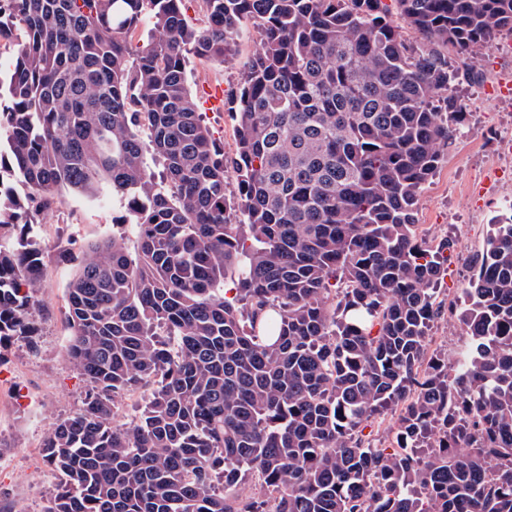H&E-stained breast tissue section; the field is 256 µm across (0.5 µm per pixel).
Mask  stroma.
Here are the masks:
<instances>
[{
	"instance_id": "1",
	"label": "stroma",
	"mask_w": 512,
	"mask_h": 512,
	"mask_svg": "<svg viewBox=\"0 0 512 512\" xmlns=\"http://www.w3.org/2000/svg\"><path fill=\"white\" fill-rule=\"evenodd\" d=\"M258 34L246 25L236 54L223 65L194 61L188 68L195 95L205 87L236 88L256 48ZM478 80L456 81L466 113L465 134L451 147L420 196L418 221L428 239L451 237L455 250L437 285L442 314L427 344L457 363L470 344L455 314L474 273L473 260L486 247L492 219L512 214V159L497 153L487 135L512 134V56L484 48ZM120 201L104 193L90 202L72 194L51 211L31 215L24 237L43 251L32 340L0 344V512H43L55 475L41 443L51 427L81 404L85 384L66 361L70 330L66 285L87 246L127 232Z\"/></svg>"
}]
</instances>
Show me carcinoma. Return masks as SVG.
<instances>
[{
  "label": "carcinoma",
  "instance_id": "1",
  "mask_svg": "<svg viewBox=\"0 0 512 512\" xmlns=\"http://www.w3.org/2000/svg\"><path fill=\"white\" fill-rule=\"evenodd\" d=\"M183 2L0 0V38L23 32L0 166L27 187L0 192V341L34 334L28 208L109 187L136 231V257L114 235L67 284L86 388L42 441L44 512H512V215L475 262L452 369L426 339L455 244L417 228L465 120L454 83L512 33V0H203L201 26ZM247 23L227 160L187 66L224 64ZM392 409L378 445L364 431ZM249 478L261 494H239ZM143 403L142 392H136L124 398L118 403L115 411L114 424L117 426H127L132 419L139 413V407Z\"/></svg>",
  "mask_w": 512,
  "mask_h": 512
}]
</instances>
